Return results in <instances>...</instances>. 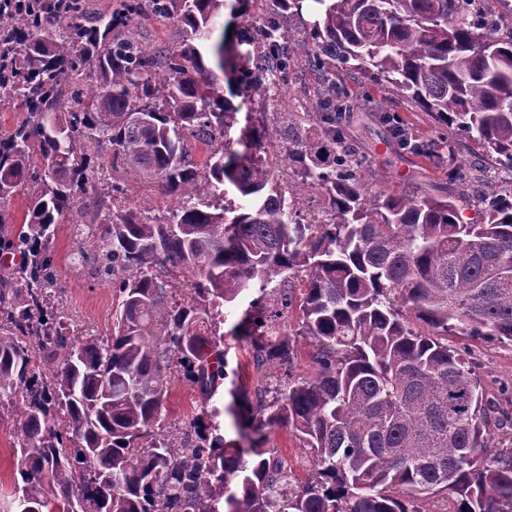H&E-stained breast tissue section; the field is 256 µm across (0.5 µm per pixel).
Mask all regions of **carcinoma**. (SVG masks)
Here are the masks:
<instances>
[{
	"instance_id": "carcinoma-1",
	"label": "carcinoma",
	"mask_w": 512,
	"mask_h": 512,
	"mask_svg": "<svg viewBox=\"0 0 512 512\" xmlns=\"http://www.w3.org/2000/svg\"><path fill=\"white\" fill-rule=\"evenodd\" d=\"M250 0H117L89 18L83 0L0 15L16 67L0 80V109L24 123L0 136V199L27 191L24 225L0 246L23 263L0 272V402L17 412L12 491L0 512H418L445 492L454 512H512V448L494 445L491 404L448 336L512 343V197H475L463 219L441 192L367 196V159L346 140L358 107L343 85L369 83L431 113L439 134L410 143L389 97L372 99L391 139L461 186L482 168L456 162L460 139L512 171V0H316L303 39L273 11L240 66L262 95L288 83L291 63L320 72L308 143L294 121L227 149L237 108L219 87L224 42L207 47L216 18ZM177 27L174 45L149 46L133 25ZM205 146L198 161L189 142ZM112 153V182L91 157ZM296 168L327 198L328 221L293 222V190L259 154ZM177 201L165 221L115 210L104 225L97 274L112 281V334L73 336L54 306L58 226L96 221L125 193L121 176ZM247 200L225 204V186ZM259 296L233 327L250 340L264 385L225 410L211 405L228 377L224 309ZM297 309L295 335L313 343L316 369L292 374L290 336L265 322ZM287 380H272L270 371ZM176 380L200 413L163 431ZM227 412L250 447L221 433ZM292 431L314 468L298 479L269 446Z\"/></svg>"
}]
</instances>
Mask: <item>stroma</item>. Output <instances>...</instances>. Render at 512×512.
<instances>
[{
  "label": "stroma",
  "mask_w": 512,
  "mask_h": 512,
  "mask_svg": "<svg viewBox=\"0 0 512 512\" xmlns=\"http://www.w3.org/2000/svg\"><path fill=\"white\" fill-rule=\"evenodd\" d=\"M345 83L351 97L362 104L361 110L354 112L346 125V137L356 141L361 151L370 156L361 171V182L368 196L428 191L441 182V173L425 157L395 143L383 145L388 131L378 113L363 105L367 83L362 75L348 73ZM319 84L318 72L302 59L290 74L287 88L273 96H259L247 91L238 85L235 72L225 71L221 89L238 109L236 121L227 133L230 149L241 151L239 139L245 126H264L274 131L286 118L295 115L301 118L303 135L310 140L317 139L320 128L311 118L310 111ZM100 233L101 227L97 224L65 223L60 226L53 243L56 277L62 286L56 303L69 318L72 335L79 337L87 334L106 336L112 330L114 294L111 286L94 274ZM251 301V296L246 295L227 308L226 321L221 327L228 366L239 373L238 380H225L220 388L216 403L221 407L230 403V392L236 384L250 389L256 381L250 362L249 341L233 330ZM448 344L461 350L480 375L486 398L495 400L500 410L512 417V345L463 336L449 337ZM198 400V393L187 382H173L165 403L167 430H182L187 419L198 413Z\"/></svg>",
  "instance_id": "obj_1"
}]
</instances>
